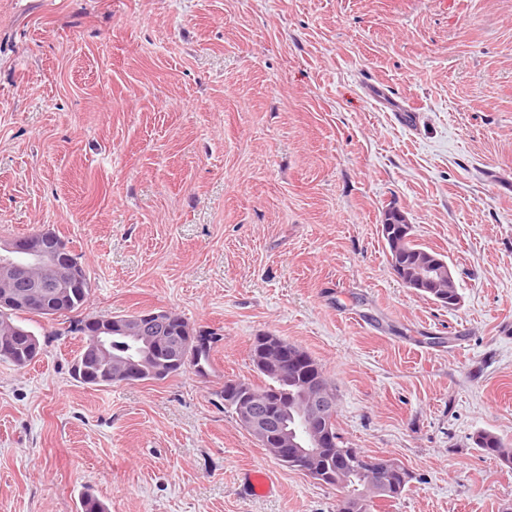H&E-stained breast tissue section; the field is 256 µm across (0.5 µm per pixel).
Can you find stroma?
<instances>
[{
  "label": "stroma",
  "mask_w": 512,
  "mask_h": 512,
  "mask_svg": "<svg viewBox=\"0 0 512 512\" xmlns=\"http://www.w3.org/2000/svg\"><path fill=\"white\" fill-rule=\"evenodd\" d=\"M388 206L459 308L396 278ZM40 227L89 274L82 316L224 339L207 378L89 387L71 319L33 318L37 361H0V512H336L224 408L265 333L321 366L351 447L413 474L379 512L512 507L471 441L512 442V0H0V241ZM244 488L252 496H266L275 489L273 474L265 468H251L243 474Z\"/></svg>",
  "instance_id": "35a3bbf8"
}]
</instances>
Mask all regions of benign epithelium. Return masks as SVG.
Returning a JSON list of instances; mask_svg holds the SVG:
<instances>
[{"label":"benign epithelium","mask_w":512,"mask_h":512,"mask_svg":"<svg viewBox=\"0 0 512 512\" xmlns=\"http://www.w3.org/2000/svg\"><path fill=\"white\" fill-rule=\"evenodd\" d=\"M382 223L393 241L406 237L412 225L405 215L396 209H386ZM55 234L42 230L36 236H24L0 244V293L10 298L17 307H29L35 299L18 289L23 272L13 262L16 255H25L37 266L47 271V283L71 281L79 277V264L55 245ZM173 322L170 312L142 311L127 316L112 318V329L95 328L87 332L86 352L98 360L112 363V377L119 379L139 378L153 370V361L142 358L129 361L112 358V330L120 329L124 334H134L148 341L163 336ZM255 362L259 369L280 375L288 374V368L299 358V352L292 343L273 334L256 337ZM303 408L309 421L310 433L315 437V447L304 448L285 427L282 416H274L267 400L257 396L249 384L236 380L226 384L225 403L233 405L243 429L266 448L277 449V455L299 461L300 469L317 481L337 484L343 473L362 462L358 450L349 446L335 449L341 469L323 468L318 461L326 448L334 441L323 421L335 417V398L324 377L312 373L302 394ZM379 480L372 486L377 494H387L396 480L404 479L405 468L394 461L377 468Z\"/></svg>","instance_id":"7a95c632"}]
</instances>
